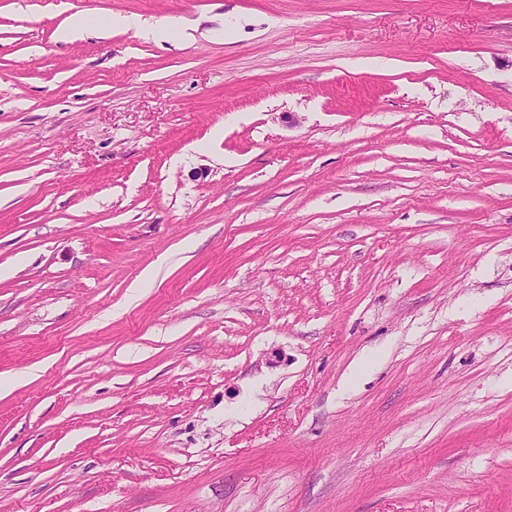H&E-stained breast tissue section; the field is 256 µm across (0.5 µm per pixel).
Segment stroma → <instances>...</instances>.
<instances>
[{
	"mask_svg": "<svg viewBox=\"0 0 512 512\" xmlns=\"http://www.w3.org/2000/svg\"><path fill=\"white\" fill-rule=\"evenodd\" d=\"M0 512H512V0H0Z\"/></svg>",
	"mask_w": 512,
	"mask_h": 512,
	"instance_id": "35a3bbf8",
	"label": "stroma"
}]
</instances>
